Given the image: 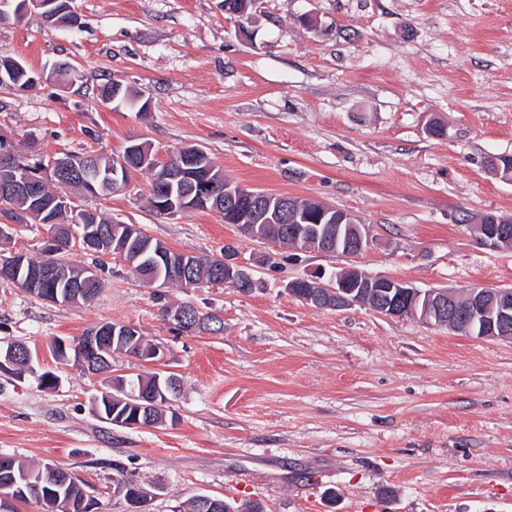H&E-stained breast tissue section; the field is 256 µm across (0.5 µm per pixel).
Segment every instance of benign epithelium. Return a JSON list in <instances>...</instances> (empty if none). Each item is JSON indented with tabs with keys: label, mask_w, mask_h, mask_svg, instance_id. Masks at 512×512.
<instances>
[{
	"label": "benign epithelium",
	"mask_w": 512,
	"mask_h": 512,
	"mask_svg": "<svg viewBox=\"0 0 512 512\" xmlns=\"http://www.w3.org/2000/svg\"><path fill=\"white\" fill-rule=\"evenodd\" d=\"M18 13H23L34 6L40 10V15L57 19L67 15L64 23L66 28H76L80 24V15L75 7V0H17ZM127 160L134 161L139 167L151 174L164 179L174 178L175 167L173 160L161 159L146 153L141 145H131L127 148ZM207 153L200 147L192 146L181 152L179 161L188 166H201L205 174L198 186L193 188L195 199L203 200L214 182L210 180L216 167L206 163ZM14 156L7 149L0 150V168L9 172L0 180L12 197L40 196L44 210L61 208L63 198L57 194L44 195L45 188L42 179L30 174L21 173V167L13 163ZM48 168L55 175H71L84 181L99 170L98 162L88 160L82 165H71L66 159H53ZM155 208L163 213H173L192 208L187 198L159 197ZM67 215L73 216L80 231L76 233V245L81 251L94 256L110 255L114 252L124 253L122 248H114L112 238L105 230L96 224L93 212L78 211L69 206L64 207ZM265 214L261 209L240 212L235 217L234 224L245 235L258 239H266L267 224ZM281 229L292 239L296 246H316L318 251L327 254L340 252L352 258L360 256L370 244V236L366 227L355 222L347 211L335 206L325 205L316 214H310L305 206L298 201L288 203L283 210ZM475 233L480 243L491 249L512 250V218H504L492 212L485 214L480 223L474 225ZM187 254L176 251L164 257L169 266H174L180 272L182 280L193 282L191 265L187 264ZM28 256L23 252H14L10 257L0 261V277L8 279L19 271L27 268ZM245 265L240 260L237 248L228 243L224 248V269L241 271ZM96 279L87 275L83 279H74L68 267L63 265H47L40 270H33L27 277L28 288L34 293H41L42 299L58 304H76L79 299H87L84 294L85 285ZM49 283L67 284L68 295L62 297L55 289H46ZM290 295L303 303L317 309H346L356 305L367 304V299L374 297L378 300L376 311L392 317L420 318L427 324L448 326L454 330L457 327L456 293L446 288H432L421 291L412 284L386 275H371L356 267H346L332 276L328 282H323V275L313 272L303 277L292 279L287 284ZM468 329H477V335L487 339H509L512 337V288H485L470 293L467 305ZM139 330L130 324L117 327L108 323L98 324L88 330L78 347V359L83 365L103 367L109 363L112 353V342L120 338L125 342L130 352L141 360L159 356L155 347L143 350L138 340ZM23 369L35 373L31 353H23L14 346L0 352V371ZM12 457L0 456V512H11L18 498L29 493V488L18 484L13 474ZM120 491L125 500L136 512H142V500L149 493L135 485L120 484Z\"/></svg>",
	"instance_id": "obj_1"
}]
</instances>
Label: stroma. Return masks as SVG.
I'll return each instance as SVG.
<instances>
[{
    "instance_id": "obj_1",
    "label": "stroma",
    "mask_w": 512,
    "mask_h": 512,
    "mask_svg": "<svg viewBox=\"0 0 512 512\" xmlns=\"http://www.w3.org/2000/svg\"><path fill=\"white\" fill-rule=\"evenodd\" d=\"M82 26L37 12L0 24V52L48 77L0 87V142L23 164L65 154L204 149L229 180L348 211L372 241L356 260L240 234L210 210L156 214L151 179L117 195H63L171 249L221 257L235 243L255 283L143 284L116 255L74 252L104 286L55 305L0 281V348L23 341L29 374L0 372V454L65 468L97 512H126L121 474L183 512L200 493L265 512H512V340L461 334L367 306L316 309L288 281L349 264L420 289L512 288V251L473 233L512 215V0H259L248 20L220 0H76ZM79 69L52 75L55 62ZM118 79L147 111L102 106ZM438 124L441 135L428 131ZM188 303L221 333L166 320ZM104 322L136 326L160 355L112 358V374L172 373L177 419L121 428L95 417L107 377L52 347Z\"/></svg>"
}]
</instances>
